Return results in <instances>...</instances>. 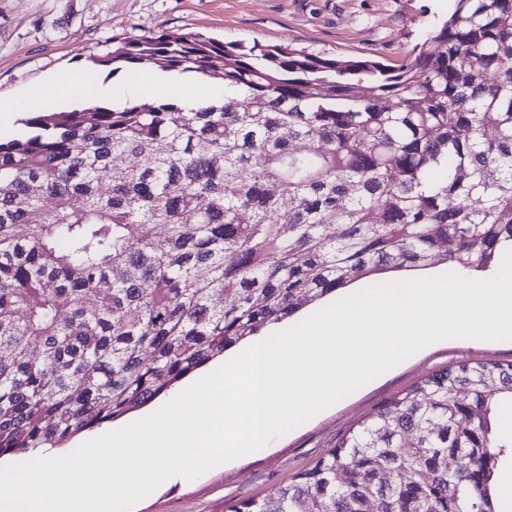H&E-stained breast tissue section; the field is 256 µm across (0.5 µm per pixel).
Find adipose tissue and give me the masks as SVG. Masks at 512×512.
Listing matches in <instances>:
<instances>
[{
  "mask_svg": "<svg viewBox=\"0 0 512 512\" xmlns=\"http://www.w3.org/2000/svg\"><path fill=\"white\" fill-rule=\"evenodd\" d=\"M176 92L186 107H195L200 98L198 82L190 77L177 80L164 78L150 68H142L134 72L120 86L104 85L100 88L102 97L133 96L143 102H152L167 95L168 92Z\"/></svg>",
  "mask_w": 512,
  "mask_h": 512,
  "instance_id": "obj_1",
  "label": "adipose tissue"
}]
</instances>
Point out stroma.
<instances>
[{"label": "stroma", "mask_w": 512, "mask_h": 512, "mask_svg": "<svg viewBox=\"0 0 512 512\" xmlns=\"http://www.w3.org/2000/svg\"><path fill=\"white\" fill-rule=\"evenodd\" d=\"M453 0H0V101L37 98L49 78L95 75L121 83L126 64L101 65L120 42L164 32L227 42L290 46L340 61L374 60L396 69ZM466 360L512 361V341L454 339L400 362L279 437L270 447L178 482L133 512H226L264 498L310 469L381 406L432 373Z\"/></svg>", "instance_id": "obj_1"}]
</instances>
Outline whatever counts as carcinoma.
Segmentation results:
<instances>
[{"label":"carcinoma","mask_w":512,"mask_h":512,"mask_svg":"<svg viewBox=\"0 0 512 512\" xmlns=\"http://www.w3.org/2000/svg\"><path fill=\"white\" fill-rule=\"evenodd\" d=\"M413 53L392 73L199 34L128 40L99 63L199 74L224 101L37 110L0 141V457L60 449L361 279L502 262L512 0H455ZM458 451L473 471L448 470ZM509 462L512 361H465L228 512H507Z\"/></svg>","instance_id":"carcinoma-1"}]
</instances>
